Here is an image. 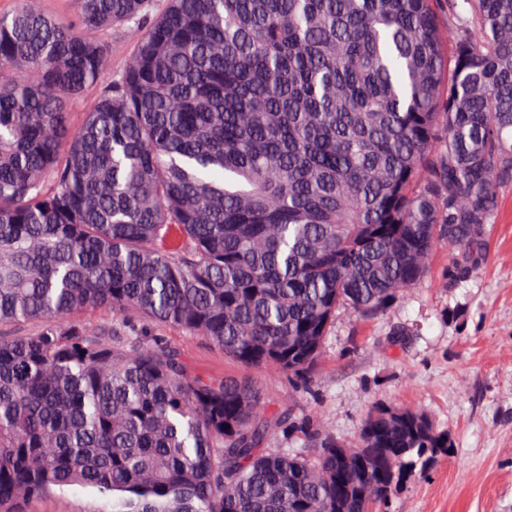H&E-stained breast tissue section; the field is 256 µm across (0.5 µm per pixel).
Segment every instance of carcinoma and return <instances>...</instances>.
<instances>
[{"mask_svg": "<svg viewBox=\"0 0 512 512\" xmlns=\"http://www.w3.org/2000/svg\"><path fill=\"white\" fill-rule=\"evenodd\" d=\"M134 35L108 72L100 35ZM95 107L71 125L88 87ZM512 184V0H81L0 16V512H383L452 450L377 403L345 446L155 327L312 386ZM108 308L117 323L78 315ZM279 434L287 448H271ZM315 453H310V449ZM45 12L55 18L76 21L80 0H42ZM105 507V501L89 489L69 487L29 500L25 512H93Z\"/></svg>", "mask_w": 512, "mask_h": 512, "instance_id": "carcinoma-1", "label": "carcinoma"}]
</instances>
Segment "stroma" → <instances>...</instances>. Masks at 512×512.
<instances>
[{
    "label": "stroma",
    "instance_id": "stroma-1",
    "mask_svg": "<svg viewBox=\"0 0 512 512\" xmlns=\"http://www.w3.org/2000/svg\"><path fill=\"white\" fill-rule=\"evenodd\" d=\"M448 247L430 276L382 316L338 313L312 389L296 378L241 366L209 341L164 329L190 373L247 376L268 412L314 416L338 442L355 443L373 403L425 411L454 441L448 458L412 482L390 512H512V186L468 278L442 283ZM105 502L69 487L26 502L25 512H100Z\"/></svg>",
    "mask_w": 512,
    "mask_h": 512
}]
</instances>
